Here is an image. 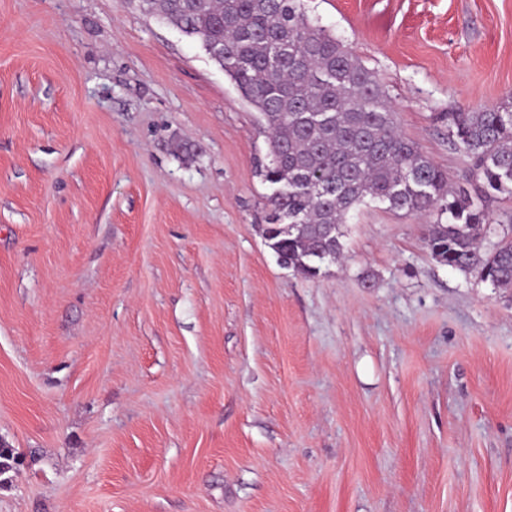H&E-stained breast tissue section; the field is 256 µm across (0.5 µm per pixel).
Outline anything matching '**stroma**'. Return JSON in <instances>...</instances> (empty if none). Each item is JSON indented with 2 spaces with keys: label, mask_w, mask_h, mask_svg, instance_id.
I'll list each match as a JSON object with an SVG mask.
<instances>
[{
  "label": "stroma",
  "mask_w": 512,
  "mask_h": 512,
  "mask_svg": "<svg viewBox=\"0 0 512 512\" xmlns=\"http://www.w3.org/2000/svg\"><path fill=\"white\" fill-rule=\"evenodd\" d=\"M463 183L512 0H303ZM258 112L136 0H0V512H512V290L369 202L314 279Z\"/></svg>",
  "instance_id": "35a3bbf8"
}]
</instances>
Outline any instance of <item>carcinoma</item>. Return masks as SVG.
I'll return each mask as SVG.
<instances>
[{
	"instance_id": "carcinoma-1",
	"label": "carcinoma",
	"mask_w": 512,
	"mask_h": 512,
	"mask_svg": "<svg viewBox=\"0 0 512 512\" xmlns=\"http://www.w3.org/2000/svg\"><path fill=\"white\" fill-rule=\"evenodd\" d=\"M199 38L268 131L275 186L264 228L279 262L304 277L343 253L340 226L366 198L409 215L437 212L423 234L441 264L512 288L509 230L492 231L489 191L512 193V100L451 112L452 136L475 161L474 187L448 174L397 131L385 92L361 61L308 19L302 0H138Z\"/></svg>"
}]
</instances>
